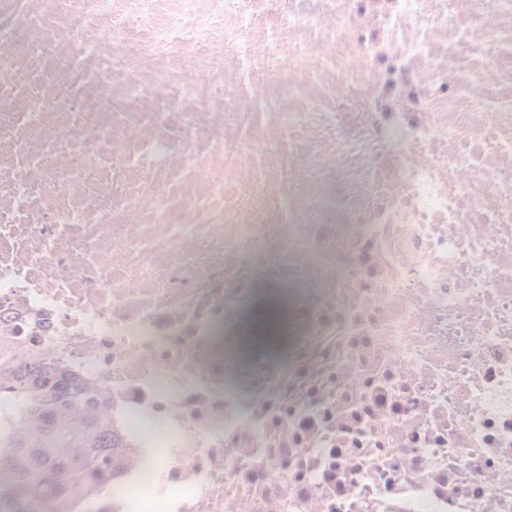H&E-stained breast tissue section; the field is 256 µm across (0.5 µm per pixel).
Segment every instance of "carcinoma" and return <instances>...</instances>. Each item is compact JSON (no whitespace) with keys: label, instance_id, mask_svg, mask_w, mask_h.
Listing matches in <instances>:
<instances>
[{"label":"carcinoma","instance_id":"obj_1","mask_svg":"<svg viewBox=\"0 0 512 512\" xmlns=\"http://www.w3.org/2000/svg\"><path fill=\"white\" fill-rule=\"evenodd\" d=\"M118 447L103 399L51 363L0 357V512H84Z\"/></svg>","mask_w":512,"mask_h":512}]
</instances>
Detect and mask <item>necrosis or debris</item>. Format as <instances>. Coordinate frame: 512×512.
I'll list each match as a JSON object with an SVG mask.
<instances>
[{"instance_id":"4bbe7bcc","label":"necrosis or debris","mask_w":512,"mask_h":512,"mask_svg":"<svg viewBox=\"0 0 512 512\" xmlns=\"http://www.w3.org/2000/svg\"><path fill=\"white\" fill-rule=\"evenodd\" d=\"M0 312L97 512H512V0H0Z\"/></svg>"}]
</instances>
